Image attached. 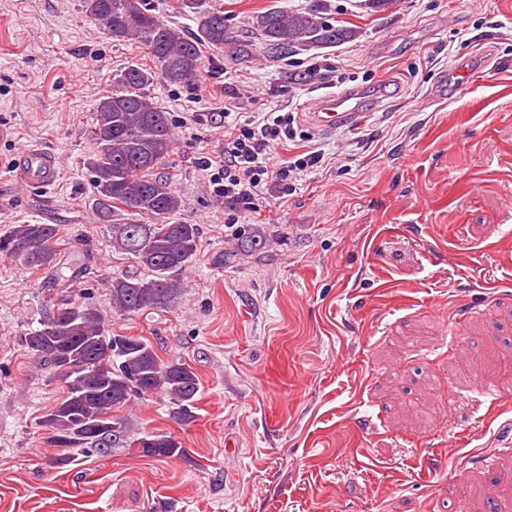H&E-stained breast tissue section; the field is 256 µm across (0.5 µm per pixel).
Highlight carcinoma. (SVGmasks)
Returning <instances> with one entry per match:
<instances>
[{"label":"carcinoma","mask_w":512,"mask_h":512,"mask_svg":"<svg viewBox=\"0 0 512 512\" xmlns=\"http://www.w3.org/2000/svg\"><path fill=\"white\" fill-rule=\"evenodd\" d=\"M88 15L100 20L112 38L143 46L155 67L131 65L115 78L113 90L96 104V151L87 166L103 213L120 209L147 216L149 223L112 225V248L132 259L144 274L126 272L112 278V308L125 314L161 307L177 295L180 276L196 258L200 230L196 224H176L181 198L168 178L154 168L173 146L169 113L148 95L155 81L170 85L199 79L202 49L229 47L241 56L250 45L227 25L224 10L205 0H181L196 30L185 35L164 23L144 0H84ZM324 6L288 11L270 8L252 21L255 33L270 50L288 52L336 46L353 40L347 26L323 17ZM57 224H14L0 235V255L29 268L55 266L53 244ZM27 352L55 369L66 380L64 399L46 415L50 443L71 451L108 454L130 442L126 423L112 410L133 396L161 393L173 414L191 416L199 379L180 360L159 361L147 342L134 336H109L99 311L89 304L62 302L22 339ZM149 456L170 458L182 453L172 437L148 432L137 439Z\"/></svg>","instance_id":"cac0c4a2"}]
</instances>
